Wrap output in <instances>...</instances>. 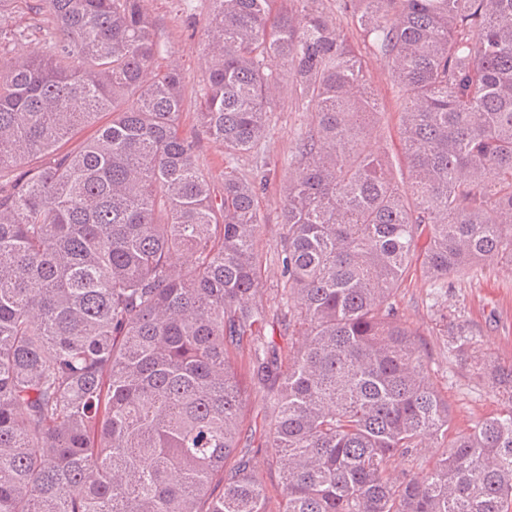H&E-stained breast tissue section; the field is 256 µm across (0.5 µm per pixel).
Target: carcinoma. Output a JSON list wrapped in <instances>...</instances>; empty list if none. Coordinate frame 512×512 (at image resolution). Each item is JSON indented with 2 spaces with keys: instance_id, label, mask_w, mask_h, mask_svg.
<instances>
[{
  "instance_id": "1",
  "label": "carcinoma",
  "mask_w": 512,
  "mask_h": 512,
  "mask_svg": "<svg viewBox=\"0 0 512 512\" xmlns=\"http://www.w3.org/2000/svg\"><path fill=\"white\" fill-rule=\"evenodd\" d=\"M196 129L144 0H0V512H271L239 447L272 388L276 512H512L506 408L452 437L395 294L512 263V0H342L404 92L408 173L366 144L365 59L321 0H215ZM312 112L283 189L284 288L265 296L257 149L283 82ZM110 113L112 120L99 122ZM85 128L76 151L64 145ZM224 148L218 181L200 136ZM42 162L27 166L30 157ZM437 448L425 472L393 463Z\"/></svg>"
}]
</instances>
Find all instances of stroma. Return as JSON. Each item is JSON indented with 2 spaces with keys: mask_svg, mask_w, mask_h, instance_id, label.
<instances>
[{
  "mask_svg": "<svg viewBox=\"0 0 512 512\" xmlns=\"http://www.w3.org/2000/svg\"><path fill=\"white\" fill-rule=\"evenodd\" d=\"M162 44L161 63L174 62L189 77L181 122L186 130L196 127L198 89L206 65L203 52L205 29L214 11L213 0H145ZM370 84L378 99L379 112L367 137L369 149L382 155L402 158L400 137L403 94L391 79L386 63L368 58ZM312 117L289 90H282L269 114L266 136L257 151L241 155L237 170L245 178L267 181L258 197L263 224L260 248L267 267L262 288L273 293L281 286L277 257L281 249L282 187L291 170V154L301 129ZM400 314L417 328L425 359L433 380L447 398L453 428L466 432L501 407L498 395L477 369L459 363L449 347L451 325L469 332L480 356L499 362H512V265L501 263L477 266L464 279L454 281L448 294L432 301L431 284L419 265H412L396 295ZM270 405L266 392L253 390L244 408L243 425L257 451L254 465L270 497L280 490L279 469L262 452L263 418Z\"/></svg>",
  "mask_w": 512,
  "mask_h": 512,
  "instance_id": "35a3bbf8",
  "label": "stroma"
}]
</instances>
